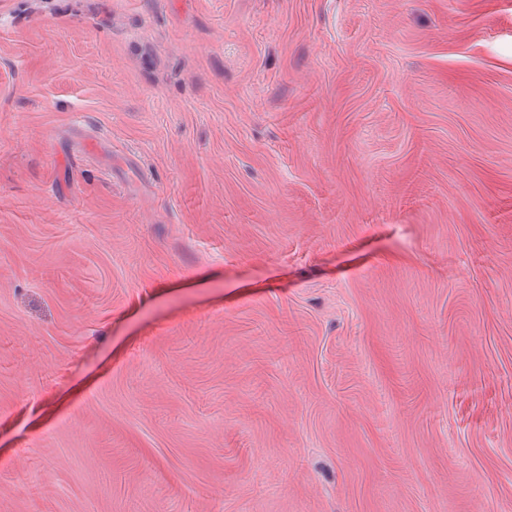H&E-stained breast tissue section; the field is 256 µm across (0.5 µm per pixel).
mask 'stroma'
Here are the masks:
<instances>
[{"instance_id": "obj_1", "label": "stroma", "mask_w": 512, "mask_h": 512, "mask_svg": "<svg viewBox=\"0 0 512 512\" xmlns=\"http://www.w3.org/2000/svg\"><path fill=\"white\" fill-rule=\"evenodd\" d=\"M0 512H512V0H0Z\"/></svg>"}]
</instances>
